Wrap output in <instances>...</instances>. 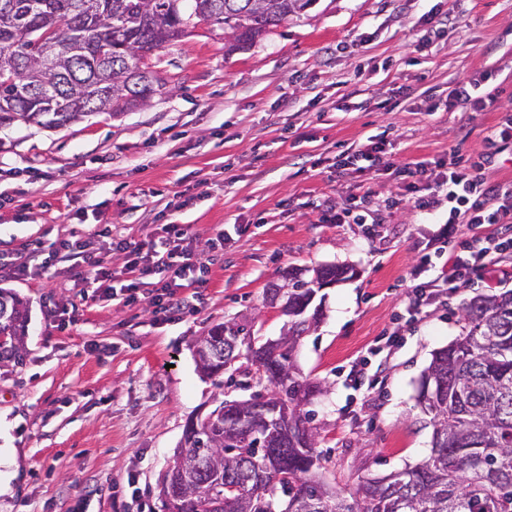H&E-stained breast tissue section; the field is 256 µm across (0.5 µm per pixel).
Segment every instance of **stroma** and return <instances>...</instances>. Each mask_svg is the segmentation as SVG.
I'll list each match as a JSON object with an SVG mask.
<instances>
[{
  "label": "stroma",
  "mask_w": 512,
  "mask_h": 512,
  "mask_svg": "<svg viewBox=\"0 0 512 512\" xmlns=\"http://www.w3.org/2000/svg\"><path fill=\"white\" fill-rule=\"evenodd\" d=\"M432 11L448 26L422 50ZM152 61L165 84L144 107L0 128V287L29 307L23 364H0V512H160L184 426L218 396L196 341L231 318L278 338L287 318L265 291L291 267L355 270L317 293L321 318L294 352L322 387L309 408L324 480L350 492L425 460L420 376L461 335L470 298L512 289V263L410 316L416 285L438 274L416 273L422 242L448 210H417L398 177L337 162L372 140L406 163L451 146L476 156L512 111V0H316L248 49L226 53L223 30L202 22ZM481 80L502 109L449 111L458 82ZM327 200L374 221L321 223ZM170 223L188 225L208 280L173 322L157 319L151 285L127 305L59 259L25 279L5 268L98 224L138 243Z\"/></svg>",
  "instance_id": "obj_1"
}]
</instances>
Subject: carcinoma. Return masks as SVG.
Listing matches in <instances>:
<instances>
[{
  "instance_id": "carcinoma-1",
  "label": "carcinoma",
  "mask_w": 512,
  "mask_h": 512,
  "mask_svg": "<svg viewBox=\"0 0 512 512\" xmlns=\"http://www.w3.org/2000/svg\"><path fill=\"white\" fill-rule=\"evenodd\" d=\"M316 0H0V128L21 122L57 129L88 113L115 116L143 106L153 75L130 48L154 53L190 35L199 21L224 27L243 49L299 17ZM60 33L55 59L43 56L42 31ZM318 289L288 280V328L273 344L229 320L200 337L201 374L224 385L257 388L252 403L276 417L249 430L227 425L223 399L187 421L162 477L163 512H512V290L478 295L465 306L469 330L432 353L417 396L432 427L430 456L384 477H367L344 496L318 473V436L302 404L321 387L299 380L292 352L320 310ZM28 306L0 288V363L24 360ZM246 346L240 361V346Z\"/></svg>"
}]
</instances>
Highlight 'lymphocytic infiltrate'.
Masks as SVG:
<instances>
[{
	"label": "lymphocytic infiltrate",
	"mask_w": 512,
	"mask_h": 512,
	"mask_svg": "<svg viewBox=\"0 0 512 512\" xmlns=\"http://www.w3.org/2000/svg\"><path fill=\"white\" fill-rule=\"evenodd\" d=\"M511 148L512 116L484 137L483 150L475 161L457 158L432 164L424 161L397 164L383 161V144H371L366 150V158L382 164L384 171L393 172L403 181L416 208L433 211L440 205H447L448 226L462 224L468 231L467 239L454 246L442 234L427 240L424 250L441 258V272L428 281L426 291L417 294L415 306L431 304L441 289L466 284L473 269L495 272L498 261L512 253V236H500L488 230L489 225L512 222V208L507 205L512 199V183L491 182L482 173L484 164ZM422 181L428 185L424 195L418 192V184ZM162 231V244L151 241L133 244L113 236L111 228L106 227L93 230L91 238L85 240L60 241L55 252L72 261L74 267L88 269L100 294L123 295L125 303L135 301L141 285L155 286L152 303L157 318L170 321L185 304L184 297L178 292L181 282L188 281L201 287L205 281L198 275L203 265L185 225L166 224ZM105 250L122 254L124 268L134 273V281L114 288L112 272L105 267L101 256Z\"/></svg>",
	"instance_id": "f902f5d3"
}]
</instances>
